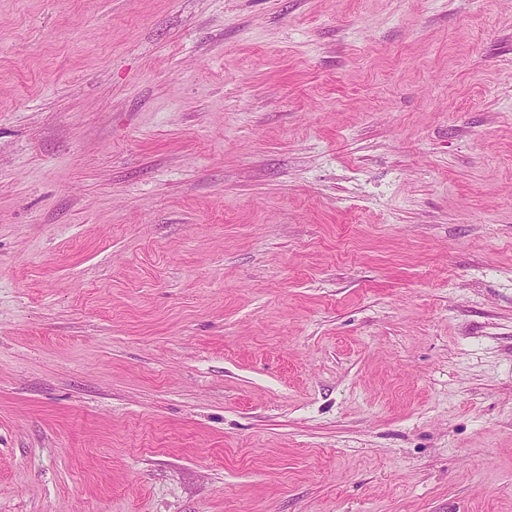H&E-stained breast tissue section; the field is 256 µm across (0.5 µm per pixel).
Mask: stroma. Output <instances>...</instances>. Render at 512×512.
<instances>
[{"label": "stroma", "instance_id": "obj_1", "mask_svg": "<svg viewBox=\"0 0 512 512\" xmlns=\"http://www.w3.org/2000/svg\"><path fill=\"white\" fill-rule=\"evenodd\" d=\"M0 512H512V0H0Z\"/></svg>", "mask_w": 512, "mask_h": 512}]
</instances>
